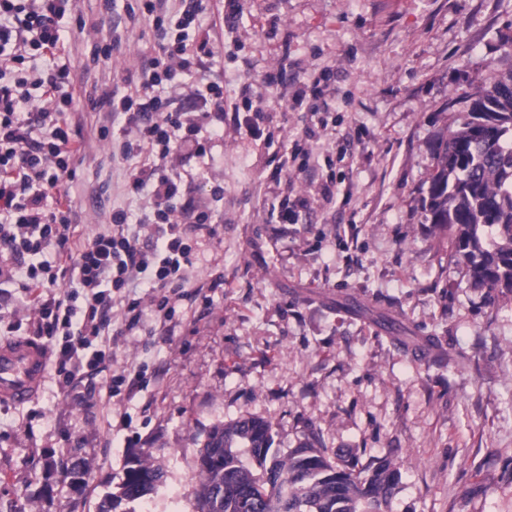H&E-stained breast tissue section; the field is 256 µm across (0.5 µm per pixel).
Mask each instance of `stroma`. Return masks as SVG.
Returning a JSON list of instances; mask_svg holds the SVG:
<instances>
[{
    "label": "stroma",
    "mask_w": 512,
    "mask_h": 512,
    "mask_svg": "<svg viewBox=\"0 0 512 512\" xmlns=\"http://www.w3.org/2000/svg\"><path fill=\"white\" fill-rule=\"evenodd\" d=\"M233 31L222 0H202L195 23L213 57L186 76L264 92L279 134L272 143L207 126L205 157L183 154L191 210L213 214L188 293L172 321L149 320L120 338L119 365L139 371L133 391L108 397L111 371L62 393L47 371L39 395L0 403V512H97L119 494L129 452L166 474L146 500L114 512H197V460L215 425L254 416L287 456L318 433L328 459L358 467L389 460L402 473L391 512H512V294L487 304L450 257L446 232L421 209L436 139L456 129L462 96L512 67V0H241ZM65 62L78 101L71 134L76 176L53 203L84 232L113 210L139 214L123 160L101 136L106 86L129 92L155 54L151 20L128 25L105 0H73ZM128 26L110 56L101 48ZM332 68L330 142L339 192L298 223L272 218L268 175L309 120L267 74ZM224 188L223 199L211 194ZM395 319L465 361L437 365L393 343L377 317ZM85 464L84 487L63 482L59 460Z\"/></svg>",
    "instance_id": "obj_1"
}]
</instances>
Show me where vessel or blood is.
Returning a JSON list of instances; mask_svg holds the SVG:
<instances>
[{
    "instance_id": "b4317fda",
    "label": "vessel or blood",
    "mask_w": 512,
    "mask_h": 512,
    "mask_svg": "<svg viewBox=\"0 0 512 512\" xmlns=\"http://www.w3.org/2000/svg\"><path fill=\"white\" fill-rule=\"evenodd\" d=\"M48 365L45 343L35 337L0 340V402L22 404L41 389Z\"/></svg>"
}]
</instances>
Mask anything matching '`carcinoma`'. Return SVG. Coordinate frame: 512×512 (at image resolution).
<instances>
[{
	"label": "carcinoma",
	"mask_w": 512,
	"mask_h": 512,
	"mask_svg": "<svg viewBox=\"0 0 512 512\" xmlns=\"http://www.w3.org/2000/svg\"><path fill=\"white\" fill-rule=\"evenodd\" d=\"M465 99L459 128L434 148L422 209L448 232L451 258L474 286L512 293V67ZM272 445L271 426L259 418L215 426L198 457V512H388L401 481L389 462L363 476L332 465L309 441L285 458ZM164 476L147 457H129L120 496L106 495L98 512L147 498Z\"/></svg>",
	"instance_id": "carcinoma-1"
}]
</instances>
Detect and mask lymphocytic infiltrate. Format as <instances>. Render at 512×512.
I'll return each instance as SVG.
<instances>
[{
  "instance_id": "1",
  "label": "lymphocytic infiltrate",
  "mask_w": 512,
  "mask_h": 512,
  "mask_svg": "<svg viewBox=\"0 0 512 512\" xmlns=\"http://www.w3.org/2000/svg\"><path fill=\"white\" fill-rule=\"evenodd\" d=\"M153 17L157 54L141 68L134 93L104 89L96 103L125 125L116 140L120 155H147L127 187L149 194L150 209L130 224L113 212L105 229L86 235L70 211L49 207L62 181L73 180L76 152L66 130L74 98L65 68L19 75L26 57H58L65 51V18L71 0H0V284L22 275L30 335L50 338L49 359L67 392L116 355L110 335H127L150 318H169L193 265L191 236L207 226V214L181 224L183 178L177 161L205 124L231 122L251 139L263 137L268 113L253 109L254 90L228 102L217 83L197 84L192 97L214 104V112L175 108L173 94L183 75L197 71L211 51L197 40L196 0L168 12L163 0H141ZM146 288L145 297L132 292Z\"/></svg>"
}]
</instances>
